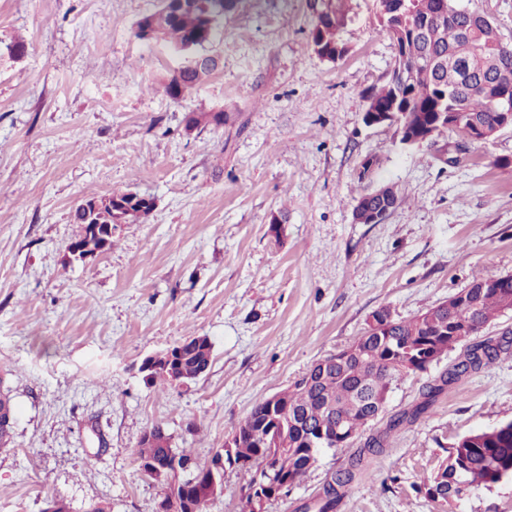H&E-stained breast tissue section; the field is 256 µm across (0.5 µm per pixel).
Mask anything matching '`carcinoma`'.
Here are the masks:
<instances>
[{"instance_id": "cac0c4a2", "label": "carcinoma", "mask_w": 512, "mask_h": 512, "mask_svg": "<svg viewBox=\"0 0 512 512\" xmlns=\"http://www.w3.org/2000/svg\"><path fill=\"white\" fill-rule=\"evenodd\" d=\"M160 0L158 9L137 22L136 36L145 41L166 40L178 51H195L212 42L224 14V0ZM389 0H375L374 6L380 31L388 37L396 50V58L416 69L417 77L403 86L388 80L369 93L367 99L383 110L399 109L405 113L413 134L420 137L438 116V106L447 107L475 124L492 132L497 128L501 101L496 90L512 96V47L503 44L498 31L485 16L461 9L455 0H406V8L397 15L390 14ZM312 14L310 30L314 51L322 58L336 53L346 54L347 48L337 39V32L347 23V0H309ZM181 67L180 76H168L164 83L166 95L181 102L185 95L204 82L210 69H200L195 59ZM383 197L370 199L374 209H397L402 198L392 185L382 186ZM100 206L91 210L78 205L73 213L74 223L82 225V233L71 243L84 253H93L112 246V238L94 236V224H127L125 213L114 212L112 197L99 199ZM488 278L479 276L467 288L455 294L464 297L458 305L456 317L461 322L478 318L494 320L503 308V296L493 288H486ZM434 306L410 318L399 319L388 333L364 332L355 343L369 352L362 359H351L338 369L313 366L306 379L297 381L281 393V412H273L268 402L257 403L233 430L247 448L244 460L231 458L229 452L217 450L210 463L194 467L191 478L195 484L187 487L184 476L165 469L171 453L181 460H191L189 451L172 447V437L160 424L144 431L135 449V460L141 475L160 485L161 497L180 501L181 512H209L212 503L220 497L205 489L212 472L224 470V464L236 465L250 474L249 485H256L270 499L279 495V487L271 484L270 475L285 476L289 485H298L316 466L322 442L330 439L336 418L326 408L335 402L347 407V416L356 435H361L368 424L369 412L361 405L366 397H381L389 383L402 373L388 369V363L405 354V349H417L424 339L443 338L452 350L465 338L450 331ZM512 347V339L502 336L468 344L461 359L438 379L425 386L422 400L411 410L390 420L387 430L366 439L363 448L350 457L346 467L333 473L311 501L296 508V512H336L355 478V471L363 463L364 455L380 454L388 445V431L402 423L412 424L420 419L445 386L461 376L476 372L496 360ZM213 362L212 343L206 336H192L190 341L176 344L154 356L153 374L157 383L169 385L168 365L196 379L205 375ZM307 413L302 424L288 425V448L280 458L278 471H272L271 455L279 444L272 428L278 419H287L297 413ZM16 422L15 403L6 373L0 372V448L13 443ZM511 431L494 429L470 434L460 439L448 451V457L430 477L423 480L426 493L432 490L462 487L468 493L479 486L500 482L512 475Z\"/></svg>"}]
</instances>
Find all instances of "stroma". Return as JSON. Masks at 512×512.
Returning a JSON list of instances; mask_svg holds the SVG:
<instances>
[{
  "label": "stroma",
  "mask_w": 512,
  "mask_h": 512,
  "mask_svg": "<svg viewBox=\"0 0 512 512\" xmlns=\"http://www.w3.org/2000/svg\"><path fill=\"white\" fill-rule=\"evenodd\" d=\"M159 0H0V366L16 406L0 448V512H156L160 488L134 450L163 423L207 463L254 405L352 344L378 309L409 319L474 277L512 276V127L467 144L419 147L363 121L395 49L373 0H351L336 62L310 40L308 0H240L206 46L217 70L173 103L161 83L186 58L135 35ZM223 112L186 131L188 112ZM373 158L370 173L361 163ZM508 166H500V159ZM398 186L405 205L357 224L360 194ZM134 191L147 216L112 228V247L70 259L72 213ZM209 337L192 382L149 384L142 360ZM461 354L392 383L366 436L387 431L339 512H512V477L443 500L421 483L462 437L512 422V353L462 376L415 423L391 419ZM363 438L322 452L307 479L267 501L295 512Z\"/></svg>",
  "instance_id": "35a3bbf8"
}]
</instances>
